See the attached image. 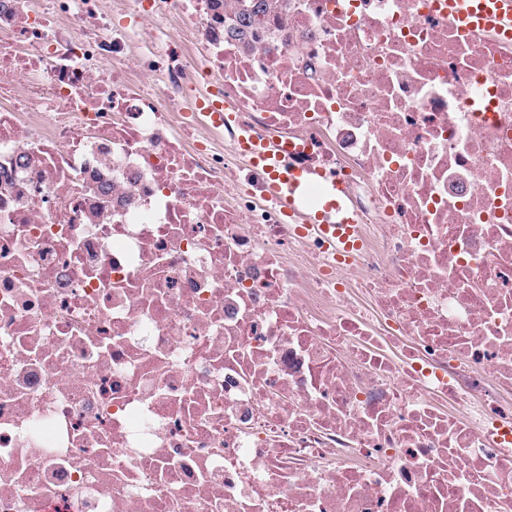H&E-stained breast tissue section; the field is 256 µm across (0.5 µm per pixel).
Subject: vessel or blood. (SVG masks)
I'll list each match as a JSON object with an SVG mask.
<instances>
[{
	"label": "vessel or blood",
	"instance_id": "b4317fda",
	"mask_svg": "<svg viewBox=\"0 0 512 512\" xmlns=\"http://www.w3.org/2000/svg\"><path fill=\"white\" fill-rule=\"evenodd\" d=\"M448 16L456 23L497 32H512V0H448ZM240 149L265 173V190L289 223L315 233L326 245L354 252L359 241L354 227L359 215L352 210L347 184L340 176L319 168L293 165L285 144L242 136ZM316 200L313 211L300 210L302 198Z\"/></svg>",
	"mask_w": 512,
	"mask_h": 512
}]
</instances>
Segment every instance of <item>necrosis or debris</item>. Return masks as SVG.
Wrapping results in <instances>:
<instances>
[{
    "mask_svg": "<svg viewBox=\"0 0 512 512\" xmlns=\"http://www.w3.org/2000/svg\"><path fill=\"white\" fill-rule=\"evenodd\" d=\"M244 131L346 180L352 260ZM0 512H512V37L0 0Z\"/></svg>",
    "mask_w": 512,
    "mask_h": 512,
    "instance_id": "1",
    "label": "necrosis or debris"
}]
</instances>
